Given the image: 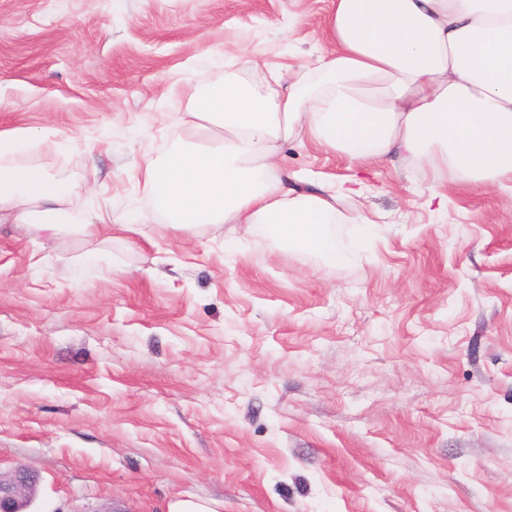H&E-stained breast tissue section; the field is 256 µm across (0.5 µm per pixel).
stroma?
Returning a JSON list of instances; mask_svg holds the SVG:
<instances>
[{
	"mask_svg": "<svg viewBox=\"0 0 512 512\" xmlns=\"http://www.w3.org/2000/svg\"><path fill=\"white\" fill-rule=\"evenodd\" d=\"M330 0H0V130L72 189L52 239L0 223V470L30 512H512V190L283 143L338 209L328 266L263 228L168 225L143 184L186 91L326 48ZM105 211L96 236L74 222ZM131 229H124L125 221ZM38 483V475L24 466L0 472V512H30Z\"/></svg>",
	"mask_w": 512,
	"mask_h": 512,
	"instance_id": "stroma-1",
	"label": "stroma"
}]
</instances>
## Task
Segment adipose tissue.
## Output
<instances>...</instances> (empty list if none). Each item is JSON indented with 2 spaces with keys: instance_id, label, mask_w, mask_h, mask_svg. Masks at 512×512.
Segmentation results:
<instances>
[{
  "instance_id": "1",
  "label": "adipose tissue",
  "mask_w": 512,
  "mask_h": 512,
  "mask_svg": "<svg viewBox=\"0 0 512 512\" xmlns=\"http://www.w3.org/2000/svg\"><path fill=\"white\" fill-rule=\"evenodd\" d=\"M328 51L259 97L241 84L244 55L224 58V81L195 101L224 140L185 142L144 170L172 226L264 227L289 248L332 265L336 195L288 187L278 144L293 136L351 160L398 154L482 189L512 183V0H331ZM54 129L0 131V221L55 232L67 190L37 164Z\"/></svg>"
}]
</instances>
